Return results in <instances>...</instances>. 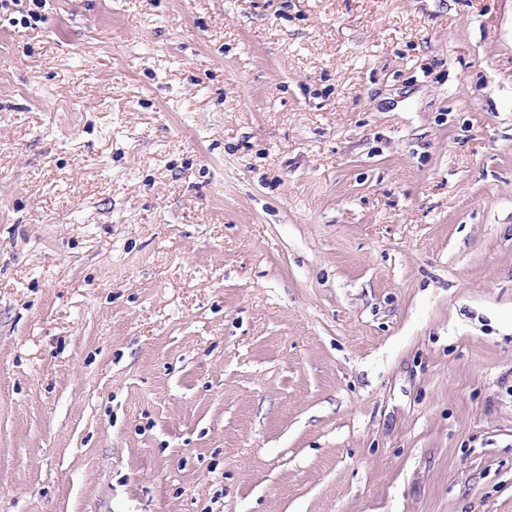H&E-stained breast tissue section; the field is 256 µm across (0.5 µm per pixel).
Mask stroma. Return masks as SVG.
<instances>
[{
  "label": "stroma",
  "mask_w": 512,
  "mask_h": 512,
  "mask_svg": "<svg viewBox=\"0 0 512 512\" xmlns=\"http://www.w3.org/2000/svg\"><path fill=\"white\" fill-rule=\"evenodd\" d=\"M0 17V512H512V0Z\"/></svg>",
  "instance_id": "1"
}]
</instances>
